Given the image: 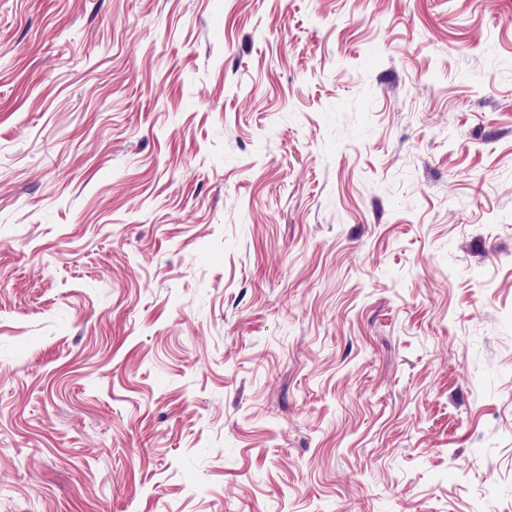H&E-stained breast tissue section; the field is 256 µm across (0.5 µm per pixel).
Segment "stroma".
<instances>
[{"label": "stroma", "instance_id": "35a3bbf8", "mask_svg": "<svg viewBox=\"0 0 512 512\" xmlns=\"http://www.w3.org/2000/svg\"><path fill=\"white\" fill-rule=\"evenodd\" d=\"M0 512H512V0H0Z\"/></svg>", "mask_w": 512, "mask_h": 512}]
</instances>
